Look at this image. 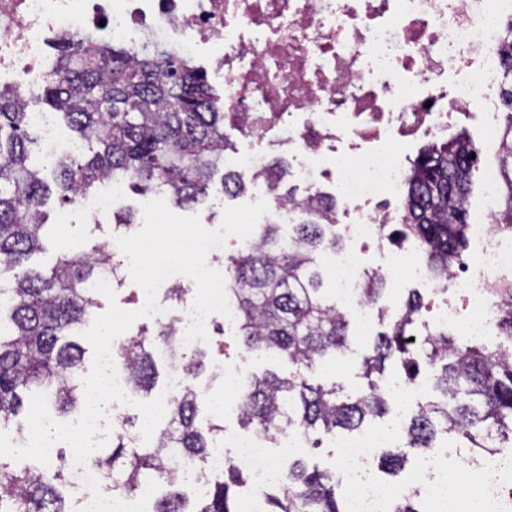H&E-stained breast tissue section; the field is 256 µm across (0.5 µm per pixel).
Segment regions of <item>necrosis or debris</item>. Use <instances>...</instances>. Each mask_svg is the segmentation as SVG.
I'll list each match as a JSON object with an SVG mask.
<instances>
[{"instance_id":"4bbe7bcc","label":"necrosis or debris","mask_w":512,"mask_h":512,"mask_svg":"<svg viewBox=\"0 0 512 512\" xmlns=\"http://www.w3.org/2000/svg\"><path fill=\"white\" fill-rule=\"evenodd\" d=\"M507 17L512 0H0V76L27 86L42 73L49 48L96 32L113 42L164 46L210 69L224 86V128L236 135L226 161L266 200V221L294 222L300 203H318L334 190V231L347 242L330 270L341 307L367 315L366 278L399 271L428 293L433 327L482 337L497 319L491 285L512 283V227L495 221V169L486 170L484 214L467 227L476 247L447 283L431 278L417 244L391 250L383 231L398 218L394 202L424 146L448 142L478 115V159L497 140L499 115L490 105ZM277 157L287 160L302 198H284L267 177ZM191 307L185 301L162 315L175 329L174 344L159 348L175 394L186 383L178 357L195 349L184 341ZM304 440L293 428L274 445L261 432L229 431L204 466L215 474L231 464L246 471L253 490L243 512H265L262 492L282 475L274 454L293 452ZM401 442L395 424L337 441L344 475L357 484L345 512H395L402 489L367 472L377 449ZM451 453L444 446L425 456L411 478L428 512H512V496L499 483L512 481L511 456L488 459L497 480L457 495L443 464ZM69 473L82 491L79 512H150L154 485L132 494L102 491L91 466ZM91 485L97 494H87Z\"/></svg>"}]
</instances>
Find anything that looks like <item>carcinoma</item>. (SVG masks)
<instances>
[{
    "label": "carcinoma",
    "mask_w": 512,
    "mask_h": 512,
    "mask_svg": "<svg viewBox=\"0 0 512 512\" xmlns=\"http://www.w3.org/2000/svg\"><path fill=\"white\" fill-rule=\"evenodd\" d=\"M134 48L104 45L91 39L65 47L43 77L40 103L64 119L66 129L97 150L90 155L57 156L43 160L53 182L30 162L37 135L15 91L0 90V273L23 265L44 247L49 233L44 206L52 189L63 203L93 194L106 177L121 175L135 182L140 193L165 190L175 204H196L208 195L214 175L224 167V103L215 96L205 74L186 60L164 50L133 61ZM498 54L509 88L502 97L510 109L504 118L498 176L506 189L497 221L512 225V18L499 42ZM470 139L460 134L441 146L425 148L414 165L404 194L400 233L413 237L428 256L435 280L448 279L450 265L464 255L467 201L475 159ZM224 191L237 194L246 183L236 172L222 176ZM336 198L325 197L313 212L292 225L283 237L281 225L263 224L257 241L227 257L230 293L236 306L234 328L252 351L275 353L296 371L279 376H253L239 398L238 424L262 429L274 437L288 428L304 433L353 431L370 416L387 413L384 398L385 362H398L404 381L425 371L438 401L418 405L404 422L405 442L381 463L397 470L409 455L433 453L438 440L462 435L473 450L488 447L497 435L512 434V357L472 342L460 343L446 331L424 340L416 351L407 330L424 309L417 293L400 315H388L381 305L384 278L370 276L364 297L390 317L364 357L365 387L355 395L342 386L314 384L303 371L342 351L348 342V318L337 309L336 297L322 288L318 258L336 249L340 239L331 227ZM112 255L100 244L75 254H63L48 272L27 271L11 287L0 289V427L17 426L24 402L34 393L65 416L84 400L79 375L85 349L69 339L100 306L88 288L96 269ZM500 307L496 327L512 342V284L491 289ZM174 335L161 324L151 340H116L115 361L127 369L132 392L148 397L156 382L153 346ZM204 352L182 357L188 377L203 367ZM201 399L186 386L169 401L167 426L156 428L150 442L126 430L112 435V449L98 457L103 483L131 494L147 481L162 480L168 491L155 512H239L237 497L246 475L231 466L224 474L204 479L206 489L190 504L181 492L183 469L207 456L224 430L218 422L198 425ZM65 451L53 463V475L37 467L13 468L0 460V512H67L63 487L68 468ZM277 494H266L271 512H344L336 497V475L308 468L294 460L284 472Z\"/></svg>",
    "instance_id": "carcinoma-1"
}]
</instances>
